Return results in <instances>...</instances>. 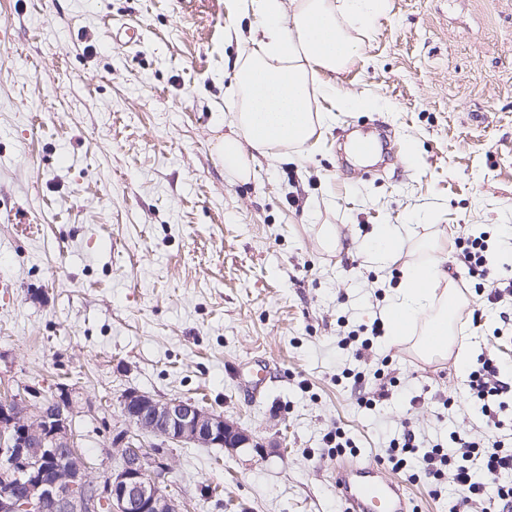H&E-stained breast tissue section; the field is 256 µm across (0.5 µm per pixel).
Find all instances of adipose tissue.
Listing matches in <instances>:
<instances>
[{"label": "adipose tissue", "mask_w": 512, "mask_h": 512, "mask_svg": "<svg viewBox=\"0 0 512 512\" xmlns=\"http://www.w3.org/2000/svg\"><path fill=\"white\" fill-rule=\"evenodd\" d=\"M386 0H230L232 14L250 10L263 36L238 65L241 96L233 133L218 139L216 154L239 179L251 173L247 152L274 160L279 149L310 142L328 115L320 100L349 108L333 81L357 54L348 23L371 24ZM460 296L443 258L406 268L388 310L389 344L407 345L420 359L454 355L465 365L469 348L454 336Z\"/></svg>", "instance_id": "obj_1"}]
</instances>
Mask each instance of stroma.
Instances as JSON below:
<instances>
[{
	"label": "stroma",
	"mask_w": 512,
	"mask_h": 512,
	"mask_svg": "<svg viewBox=\"0 0 512 512\" xmlns=\"http://www.w3.org/2000/svg\"><path fill=\"white\" fill-rule=\"evenodd\" d=\"M258 24L226 0H0V397L72 391L98 476L116 464L125 391L195 401L258 445L173 448L161 485L180 512H341L327 432L343 428L374 464L403 425L444 444L478 423L454 359L382 342L362 364L338 347L337 320L371 325L432 243L462 290L455 239L512 240V0H387L335 77L360 107L323 102L310 143L252 161L244 181L213 143L231 130L233 65L249 48L227 30ZM124 25L138 42H115ZM348 128L386 131L382 167L340 159ZM19 210L34 235L8 222ZM325 224L340 249L321 246ZM382 224L402 234L385 266L366 254ZM476 308L468 297L457 334L512 362V340L485 341L512 305L482 309L472 330ZM386 356L404 398L359 407L338 367L363 368L369 390ZM425 389L432 401L411 404ZM385 476L417 512L461 497ZM207 485L220 495L201 496Z\"/></svg>",
	"instance_id": "35a3bbf8"
}]
</instances>
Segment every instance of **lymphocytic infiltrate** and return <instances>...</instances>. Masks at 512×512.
Returning a JSON list of instances; mask_svg holds the SVG:
<instances>
[{
    "instance_id": "obj_1",
    "label": "lymphocytic infiltrate",
    "mask_w": 512,
    "mask_h": 512,
    "mask_svg": "<svg viewBox=\"0 0 512 512\" xmlns=\"http://www.w3.org/2000/svg\"><path fill=\"white\" fill-rule=\"evenodd\" d=\"M489 232L483 231L455 240L458 255L467 268L474 293L489 305L512 297V279H500L488 287L493 273L489 263ZM512 367L497 357L480 354L464 371L468 400L478 409L483 428L454 430L447 444H433L411 427L390 440L380 462L395 471H406L411 480L442 487L452 480L463 496L462 504L476 503L481 512H507L512 507V447L500 439L506 424L505 412L512 406L506 378Z\"/></svg>"
}]
</instances>
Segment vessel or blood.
<instances>
[{
	"label": "vessel or blood",
	"mask_w": 512,
	"mask_h": 512,
	"mask_svg": "<svg viewBox=\"0 0 512 512\" xmlns=\"http://www.w3.org/2000/svg\"><path fill=\"white\" fill-rule=\"evenodd\" d=\"M336 490L346 512H405L406 499L400 487L383 477L374 465L337 468Z\"/></svg>",
	"instance_id": "1"
}]
</instances>
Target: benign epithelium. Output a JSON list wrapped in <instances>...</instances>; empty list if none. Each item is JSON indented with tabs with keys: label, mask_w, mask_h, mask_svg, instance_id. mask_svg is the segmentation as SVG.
<instances>
[{
	"label": "benign epithelium",
	"mask_w": 512,
	"mask_h": 512,
	"mask_svg": "<svg viewBox=\"0 0 512 512\" xmlns=\"http://www.w3.org/2000/svg\"><path fill=\"white\" fill-rule=\"evenodd\" d=\"M120 414L129 429L112 438L120 466L99 481L77 445L73 405L48 409L42 393L28 389L0 407V454L8 458L22 494L0 495V512H36L45 504L53 512H178L162 489L169 451L194 444L207 448H257L252 435L220 413L181 399H156L128 390ZM160 443L145 446L139 434Z\"/></svg>",
	"instance_id": "obj_1"
}]
</instances>
